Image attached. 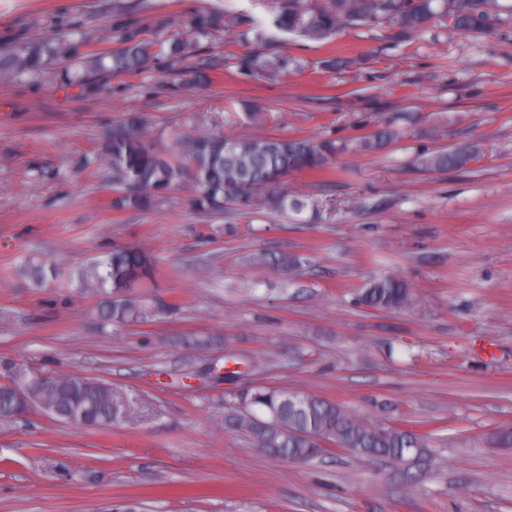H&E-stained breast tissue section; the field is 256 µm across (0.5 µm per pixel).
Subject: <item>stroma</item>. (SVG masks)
I'll use <instances>...</instances> for the list:
<instances>
[{
  "label": "stroma",
  "instance_id": "35a3bbf8",
  "mask_svg": "<svg viewBox=\"0 0 512 512\" xmlns=\"http://www.w3.org/2000/svg\"><path fill=\"white\" fill-rule=\"evenodd\" d=\"M276 0H0V46L78 22L82 53L116 12L145 37L212 7L263 19ZM235 32L200 41L188 63L199 84L172 90L154 62L115 73L93 95L50 74L33 82L0 72V360L107 381L132 409L102 429L38 411L0 420V512H512V44L451 24L410 43L361 28L325 41L292 35L287 75L256 83L233 55ZM332 57L353 59L338 72ZM262 104L269 136L352 139L381 121L402 138L352 152L326 174L289 175L288 191L322 217L232 208L202 213L180 191L155 210L118 211L105 171L84 167L124 113H148L159 144L173 130L222 123L228 101ZM469 143L461 171H426L421 152ZM115 246L156 258L151 296L170 312L105 326L98 295L64 281L37 285L35 257L71 272ZM286 251L305 264L290 277L245 262ZM395 275L413 298L373 310L356 294ZM185 336H206L198 351ZM237 371L210 375L212 364ZM257 385L316 395L377 422L425 436L435 476L410 485L381 461L329 455L289 464L224 430V396Z\"/></svg>",
  "mask_w": 512,
  "mask_h": 512
}]
</instances>
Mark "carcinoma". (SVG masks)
<instances>
[{"label":"carcinoma","instance_id":"cac0c4a2","mask_svg":"<svg viewBox=\"0 0 512 512\" xmlns=\"http://www.w3.org/2000/svg\"><path fill=\"white\" fill-rule=\"evenodd\" d=\"M499 0H277L269 21L230 17L202 8L190 20L192 38H206L224 27H238V37L255 46L283 43L282 35L301 33L324 39L347 27L384 28L392 39L403 42L427 32L446 16L464 35L491 37L512 44V21L501 18ZM73 28L61 26L45 38H20L0 48V69L18 76L39 75L50 59L68 60L78 55ZM123 47L112 53L97 52L85 62V72L75 80L67 67L57 72L59 82L93 92L99 78L112 72H139L160 56L171 64H184L188 44L164 37L154 39L129 22L115 24ZM237 69L255 82L271 79L288 65V56L269 59L260 51L234 58ZM227 124L242 118L258 125L263 113L255 106L244 113L230 108ZM399 132L383 126L353 142L329 138L242 136L232 131L202 130L194 134L174 133V152L158 148L150 136L149 118L143 112H127L105 134L97 154L85 166L106 170L112 177L116 210L146 211L170 194L193 187L192 206L201 212L221 211L228 204L244 213L259 206L299 216L313 209L308 200L284 190L291 173L321 174L333 168L336 159L354 149L375 152L394 142ZM469 144L425 152L417 163L425 170H460L473 160ZM255 262L290 274L300 269V256L288 253L260 254ZM154 274V258L141 247H117L92 260L77 273L75 286L103 296L102 320L110 325L146 322L162 308L141 299L135 290L148 287ZM411 296L407 284L395 277L375 279L360 289L358 301L376 310H396ZM0 419L17 416L18 393L28 390L42 396L52 408V419L65 424L96 429L114 424L127 413V404L112 385L89 377L58 373L37 375L10 360L0 361ZM290 390L259 385L243 396L224 402V428L247 437L264 453L292 463H307L328 451L346 452L358 459L386 462L400 468L410 483H423L433 474L435 449L412 431L371 422L342 406L314 395L294 392L300 404L288 405Z\"/></svg>","mask_w":512,"mask_h":512}]
</instances>
